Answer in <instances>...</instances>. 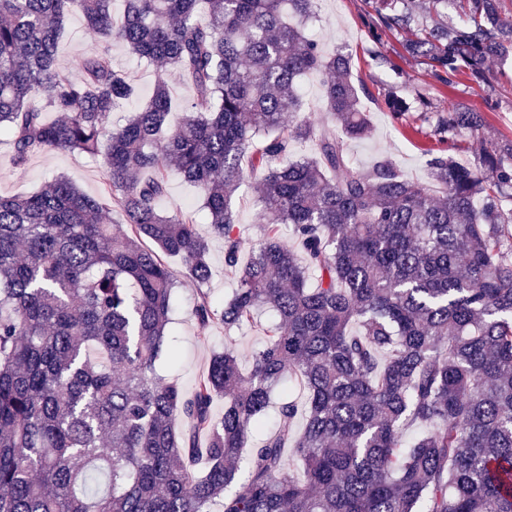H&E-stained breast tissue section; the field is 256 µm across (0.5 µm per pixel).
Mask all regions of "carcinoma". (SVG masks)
I'll use <instances>...</instances> for the list:
<instances>
[{
    "label": "carcinoma",
    "instance_id": "cac0c4a2",
    "mask_svg": "<svg viewBox=\"0 0 512 512\" xmlns=\"http://www.w3.org/2000/svg\"><path fill=\"white\" fill-rule=\"evenodd\" d=\"M114 2L0 0V134L14 164L47 149L100 157L111 201L65 176L0 195V512H512V208L501 205L512 145L486 148L478 172L431 156L430 188L388 157L355 170L344 140L368 135V92L347 54L306 33L318 0H123L119 21ZM361 10L374 40L401 37L448 87L484 86L487 62L512 53L501 0ZM71 13L97 35L76 77L58 58ZM113 43L159 66L149 101L115 125L134 88L112 66ZM170 72L189 92L174 129ZM314 72L335 131L308 115L285 124L304 111L298 83ZM484 126L452 102L434 134ZM310 140L312 156L284 163ZM246 153L264 224L242 267L232 202ZM172 165L200 188L237 276L221 309L199 291L197 323L241 327L262 307L277 316L247 358L214 353L190 394L155 369L176 288L164 257L209 277L195 220L162 206ZM112 207L127 231L103 222ZM287 377L308 392L303 433L290 428L295 400L282 402L243 476L242 449ZM407 421L428 427L409 446ZM290 443L301 480L288 474Z\"/></svg>",
    "mask_w": 512,
    "mask_h": 512
}]
</instances>
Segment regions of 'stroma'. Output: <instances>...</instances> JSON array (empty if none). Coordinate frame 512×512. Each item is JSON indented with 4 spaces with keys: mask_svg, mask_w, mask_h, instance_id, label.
<instances>
[{
    "mask_svg": "<svg viewBox=\"0 0 512 512\" xmlns=\"http://www.w3.org/2000/svg\"><path fill=\"white\" fill-rule=\"evenodd\" d=\"M307 28L316 32L325 53L338 50L351 53L354 81L364 83L371 92L370 98L363 101L371 131L365 139L349 142L347 146L354 166L366 168L387 155L412 178L426 184L430 181L426 164L428 152L447 151L457 163L472 167L484 147L512 141V62L491 63L494 74L491 86L480 88L465 80L451 88L443 86L433 78L427 62L403 56L396 38L386 36L381 42L373 41L363 18L361 0H320L317 15L308 22ZM93 43L94 37L86 29L83 17L71 14L64 23L59 43L61 68L70 75H77L80 61ZM111 53L115 67L135 89L133 98L114 112L113 117L118 120L149 101L157 70L122 46H113ZM392 91L405 98L409 105L403 119H395L386 104V97ZM458 101L483 112L487 126L476 137L467 133L456 136L452 147L447 148L434 136L429 116ZM59 174L69 177L90 195L100 197L105 193L100 159L47 150L33 156L25 167L18 168L13 164L12 150L5 137H0V195L30 194ZM167 181V207L195 214L196 230L209 242L211 276L201 288L215 303H223L235 286L234 276L224 268V241L211 232L198 187L173 169L168 170ZM234 212L241 238L247 242L257 241L262 217L253 181L242 183L235 198ZM167 264L180 283L173 295L170 326L171 346L178 352L179 359L175 362L162 359L158 372L189 393L206 373L215 352L232 348L240 355L250 354L264 342L266 329L275 323L276 316L264 308L256 312L255 323L250 327L227 329L220 323L199 327L192 309L201 288L192 281L178 258H168Z\"/></svg>",
    "mask_w": 512,
    "mask_h": 512,
    "instance_id": "stroma-1",
    "label": "stroma"
}]
</instances>
